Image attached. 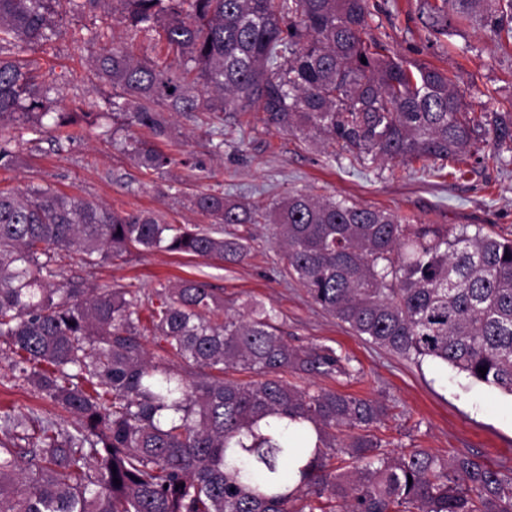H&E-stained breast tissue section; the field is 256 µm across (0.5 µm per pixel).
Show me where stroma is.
Instances as JSON below:
<instances>
[{"instance_id": "35a3bbf8", "label": "stroma", "mask_w": 512, "mask_h": 512, "mask_svg": "<svg viewBox=\"0 0 512 512\" xmlns=\"http://www.w3.org/2000/svg\"><path fill=\"white\" fill-rule=\"evenodd\" d=\"M367 32L404 58L438 67L454 76L474 116L491 109L512 110V43L466 27L461 35L435 34L420 12V0H370ZM132 43L138 55L154 57L150 36L127 28L106 14L63 8L52 40L26 48L46 78L61 88L60 106L86 112L72 134L36 133L23 124L6 126L0 135L13 139L21 153L18 166L0 169V188L34 184L101 204L118 214L149 211L174 225L207 227L211 219L192 200L202 192L255 208H265L289 193L304 190L395 211L422 224H482L512 234V165L502 166L492 145L480 146L479 159L444 170L421 163L380 164L352 160L340 146H324L300 134L263 124L251 115L247 133L224 123V144L200 138L198 120L174 117L170 139L161 148L177 163L168 172L139 169L122 148L145 129L125 124L107 111L111 88L94 79L89 57L75 51V41L99 46L98 34ZM250 238V253L238 265L164 250L133 252L83 263L63 255L64 277L101 288H131L150 300L156 289L182 279H198L224 298L232 311L257 301L275 309L294 346L325 345L350 359L351 376L333 379L288 374L302 388L326 387L381 401L387 408L374 434L390 451L425 448L450 458L473 454L494 468L512 470V396L432 361L416 364L356 336L314 304L292 279L283 277L285 260L269 224L224 225ZM11 352L0 342V407L48 410L31 388L8 371Z\"/></svg>"}]
</instances>
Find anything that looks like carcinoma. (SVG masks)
I'll list each match as a JSON object with an SVG mask.
<instances>
[{
	"label": "carcinoma",
	"mask_w": 512,
	"mask_h": 512,
	"mask_svg": "<svg viewBox=\"0 0 512 512\" xmlns=\"http://www.w3.org/2000/svg\"><path fill=\"white\" fill-rule=\"evenodd\" d=\"M65 3L151 32L174 54L140 59L115 43L90 54L93 75L112 88L109 110L156 139L170 136L171 114L260 112L268 126L358 159L457 160L483 135L512 152V114L471 116L447 73L365 39L369 0H0V128L79 124L19 56L51 40ZM422 9L439 34L472 25L512 40V0H423ZM130 153L146 172L174 164L150 140ZM18 161L0 136V169ZM193 205L215 224L276 225L288 276L369 343L512 395V238L304 191L267 211L214 193ZM156 249L232 265L250 246L48 188L0 189V339L12 378L54 407L0 411V512H512V473L474 455H395L371 433L386 414L380 401L288 382L290 372L346 376L349 359L290 346L263 304L230 315L196 279L157 290L149 307L129 288L54 282L62 252L95 266ZM146 335L164 341L171 361L153 360ZM230 369L251 379L224 376ZM268 417L278 423L264 434L257 425ZM297 421L313 426L317 457L288 493L281 467L295 454ZM336 452L353 470L331 467Z\"/></svg>",
	"instance_id": "cac0c4a2"
}]
</instances>
